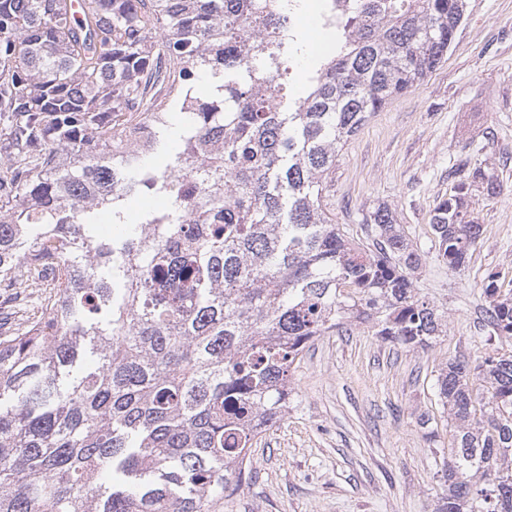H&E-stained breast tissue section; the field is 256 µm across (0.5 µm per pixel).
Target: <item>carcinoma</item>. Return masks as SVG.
Listing matches in <instances>:
<instances>
[{
    "label": "carcinoma",
    "instance_id": "obj_1",
    "mask_svg": "<svg viewBox=\"0 0 512 512\" xmlns=\"http://www.w3.org/2000/svg\"><path fill=\"white\" fill-rule=\"evenodd\" d=\"M300 2L85 0L77 19L0 0V288L50 285L37 320L0 302V512H220L314 339L372 321L417 349L446 328L395 212L363 215L365 248L325 193L343 145L448 55L467 0H335L290 99ZM173 107L181 149L156 166ZM479 188L500 194L464 168L434 208L450 269L482 235ZM136 195L162 205L131 226ZM480 295L512 337L500 273ZM435 387L454 424L435 512H512V354L450 360Z\"/></svg>",
    "mask_w": 512,
    "mask_h": 512
}]
</instances>
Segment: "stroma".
Listing matches in <instances>:
<instances>
[{"mask_svg": "<svg viewBox=\"0 0 512 512\" xmlns=\"http://www.w3.org/2000/svg\"><path fill=\"white\" fill-rule=\"evenodd\" d=\"M444 62L415 90L375 113L342 148L327 197L349 238L384 203L421 264L419 297L443 311L444 335L426 349L383 343L368 324L306 348L287 416L258 437L252 481L223 512H435L453 426L433 387L448 360L472 362L512 338L494 336L479 285L512 278V0H469ZM488 166L502 189L475 192L482 236L464 267L438 257L431 217L460 162Z\"/></svg>", "mask_w": 512, "mask_h": 512, "instance_id": "1", "label": "stroma"}]
</instances>
